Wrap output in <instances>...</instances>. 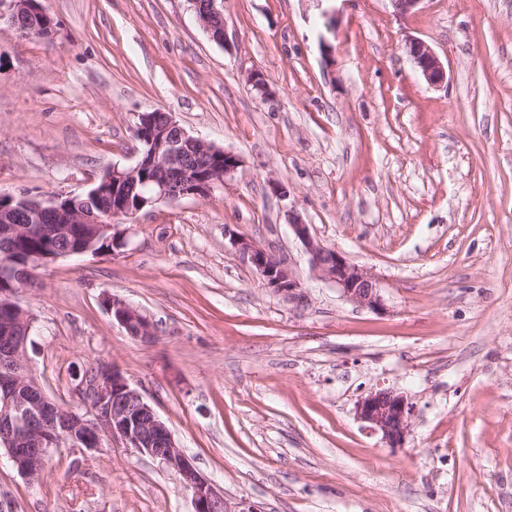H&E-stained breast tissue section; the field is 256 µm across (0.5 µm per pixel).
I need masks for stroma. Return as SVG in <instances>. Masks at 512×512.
<instances>
[{
  "mask_svg": "<svg viewBox=\"0 0 512 512\" xmlns=\"http://www.w3.org/2000/svg\"><path fill=\"white\" fill-rule=\"evenodd\" d=\"M42 4L50 39L0 22V192L85 193L137 160V115L153 110L241 160L208 197L124 221L115 252L38 269L17 299L45 392L116 366L232 507L512 512V0H423L404 18L390 0H218L222 45L190 0ZM410 37L442 60V86ZM295 215L374 275L383 310L313 276ZM228 228L276 246L307 303L262 288ZM106 295L150 316L157 341L128 336ZM380 389L414 406L402 447L356 417ZM0 512L193 505L173 471L116 442L57 448L38 482L1 461ZM405 49L412 63L429 85L439 87L445 82L446 69L430 45L420 39L409 38L406 40Z\"/></svg>",
  "mask_w": 512,
  "mask_h": 512,
  "instance_id": "1",
  "label": "stroma"
}]
</instances>
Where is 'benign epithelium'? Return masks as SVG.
Here are the masks:
<instances>
[{"instance_id": "benign-epithelium-1", "label": "benign epithelium", "mask_w": 512, "mask_h": 512, "mask_svg": "<svg viewBox=\"0 0 512 512\" xmlns=\"http://www.w3.org/2000/svg\"><path fill=\"white\" fill-rule=\"evenodd\" d=\"M200 24L218 43L225 42L224 14L217 0H190ZM38 0H0V19L17 31L38 14ZM405 49L426 82L441 86L446 69L433 50L416 38L406 40ZM135 124L137 139L143 144L136 162L112 167L101 181H91L100 201L99 213H70L67 221L53 226V234L71 237V225L90 224L96 234L115 229L112 220L133 216L149 205L205 198L214 185L238 168L239 158L224 149L189 135L169 113H139ZM194 154L210 160L206 171L186 161ZM152 186L153 194L141 205H132L126 189ZM68 197L40 201L25 195L0 193L1 238L27 233L28 225L42 223L47 213L63 214ZM26 204L28 224L16 223L14 203ZM294 237L309 257L313 275L336 286L347 301L372 311L384 309L375 277L365 268L349 262L339 251L316 240L300 217L289 222ZM233 253L239 255L258 275L261 285L298 306L308 296L293 269L271 245L228 232ZM104 306L126 333L144 342L157 338V325L139 308L125 300L107 296ZM27 337H19L17 349L0 357V451L17 472L37 481L46 471L52 449L61 444L83 443L99 447L119 441L173 470L192 495L193 512H231L224 493L218 490L176 444L172 432L143 395L132 387L115 367L101 369L90 381L77 383L67 399L46 394L27 362ZM357 417L381 434L390 446L400 447L411 432L413 404L395 390H379L361 398Z\"/></svg>"}]
</instances>
